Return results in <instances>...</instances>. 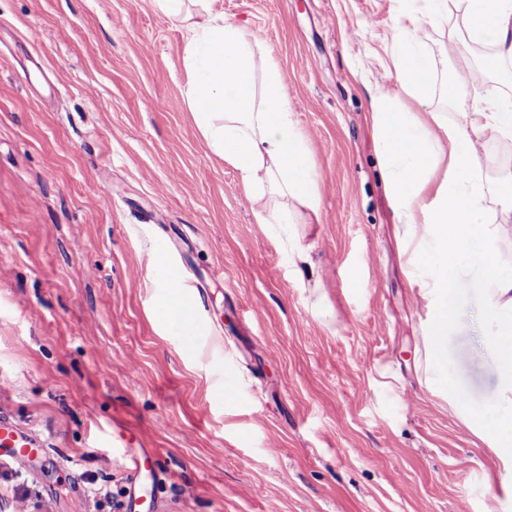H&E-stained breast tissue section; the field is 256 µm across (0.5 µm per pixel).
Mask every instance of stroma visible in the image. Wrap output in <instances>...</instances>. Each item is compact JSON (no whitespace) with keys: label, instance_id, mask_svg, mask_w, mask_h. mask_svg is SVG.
<instances>
[{"label":"stroma","instance_id":"1","mask_svg":"<svg viewBox=\"0 0 512 512\" xmlns=\"http://www.w3.org/2000/svg\"><path fill=\"white\" fill-rule=\"evenodd\" d=\"M424 0H211L280 64L322 175L295 271L189 108L184 23L151 0H0V417L47 443L0 456V512H128L132 448L162 469L140 512H512V473L449 408L512 410L487 347L486 285L462 266L438 380L391 240L370 122L406 16ZM456 6L424 36L411 112L512 100V58L481 62ZM156 254L165 265L148 266ZM223 266L224 276L211 270ZM189 275L197 342L151 316ZM320 280L313 311L300 281Z\"/></svg>","mask_w":512,"mask_h":512}]
</instances>
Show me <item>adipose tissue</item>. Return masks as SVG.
<instances>
[{
    "mask_svg": "<svg viewBox=\"0 0 512 512\" xmlns=\"http://www.w3.org/2000/svg\"><path fill=\"white\" fill-rule=\"evenodd\" d=\"M161 13L184 18L186 96L210 150L238 173L256 223L273 228L292 267L309 261V248L295 231L320 221L321 176L310 141L299 127L280 64L245 28L214 16L208 7L185 11V0H153ZM470 40L494 44L498 57L512 58V0H458ZM436 14L412 17V33L391 51L402 97L420 100L431 76L422 51L423 33ZM371 121L385 173L397 252L414 264L416 301L426 314L422 354L426 377L448 354V323L456 316L449 300L460 285V263L488 282L489 311L496 330L488 341L503 400H512V269L499 260L490 204L512 199V177L492 181L477 171L479 140L512 138V103L475 105L458 120L437 112H404L385 92L371 99ZM449 406L484 442L489 453L512 469V416L492 425L464 412L461 395L446 393Z\"/></svg>",
    "mask_w": 512,
    "mask_h": 512,
    "instance_id": "1",
    "label": "adipose tissue"
}]
</instances>
